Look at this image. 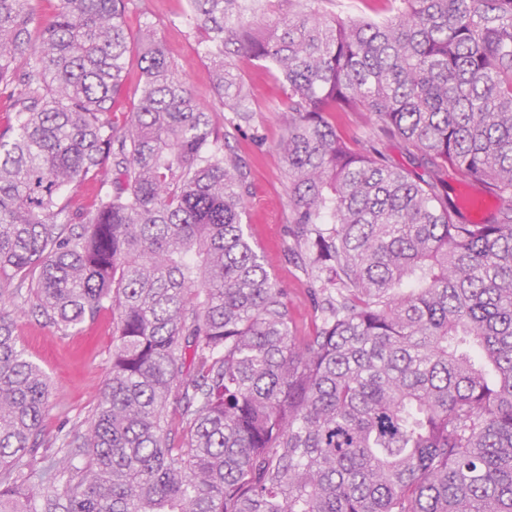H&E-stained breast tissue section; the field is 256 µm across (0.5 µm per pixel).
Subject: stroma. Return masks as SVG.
<instances>
[{"mask_svg": "<svg viewBox=\"0 0 512 512\" xmlns=\"http://www.w3.org/2000/svg\"><path fill=\"white\" fill-rule=\"evenodd\" d=\"M143 12L127 17L130 32H138L144 20H151L196 102L211 107L214 94L211 69L201 56L192 30L178 17L187 10V0H142ZM251 89L255 110L248 125L234 132L232 145L251 168L252 195L244 217L246 230L262 253L265 268L282 288L297 334L307 333L313 324V307L308 293V255L294 250L289 235L288 190L282 163L275 150L284 134L286 117L270 111V104L282 96V86L268 70L240 61ZM263 144H256L255 134ZM114 321L111 311L101 312L85 323L74 336L59 335L45 325L42 317L25 311L15 320V334L31 358L46 372L51 386L44 426L45 445L35 457L60 448L64 438L84 432L98 403L112 354Z\"/></svg>", "mask_w": 512, "mask_h": 512, "instance_id": "stroma-1", "label": "stroma"}]
</instances>
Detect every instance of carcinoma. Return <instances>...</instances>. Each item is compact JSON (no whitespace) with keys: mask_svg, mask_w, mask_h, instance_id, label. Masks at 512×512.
<instances>
[{"mask_svg":"<svg viewBox=\"0 0 512 512\" xmlns=\"http://www.w3.org/2000/svg\"><path fill=\"white\" fill-rule=\"evenodd\" d=\"M187 2L229 125L253 111L229 55L284 86L312 331L245 231L248 163L153 24L128 32L137 0H54L39 28L0 0V512H512V204L467 222L442 179L512 198V0ZM85 181L105 190L77 206ZM31 297L62 336L116 322L85 432L42 468L49 384L14 335ZM140 79V65L138 64L135 52H133L130 56L128 65L125 95L121 101V108L123 112H130L137 105V96H134L133 89L140 82ZM337 129L348 137L364 138L370 127L369 118L361 112L336 113ZM380 149L394 166L422 173V170L417 165V161L406 151L404 145L399 140L386 139L380 145Z\"/></svg>","mask_w":512,"mask_h":512,"instance_id":"1","label":"carcinoma"}]
</instances>
